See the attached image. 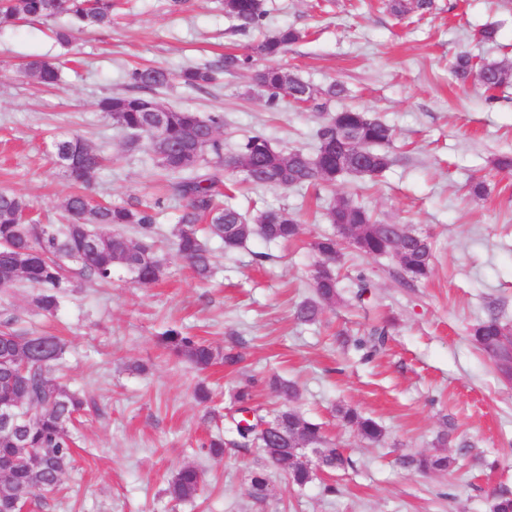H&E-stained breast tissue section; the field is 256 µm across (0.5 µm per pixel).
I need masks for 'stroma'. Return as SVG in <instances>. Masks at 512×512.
Instances as JSON below:
<instances>
[{
	"label": "stroma",
	"instance_id": "stroma-1",
	"mask_svg": "<svg viewBox=\"0 0 512 512\" xmlns=\"http://www.w3.org/2000/svg\"><path fill=\"white\" fill-rule=\"evenodd\" d=\"M434 2L425 18L398 19L382 0H264L267 15L256 32L225 16L222 0H184L175 11L168 0H113L111 28L73 32L67 44L52 32L66 26L63 17L0 25V189L25 195L41 220H59L76 187L55 164L52 140L80 134L107 159L92 197L124 205L160 200L156 238L166 259L162 282L151 288L134 287L122 268L103 285L74 276L51 316L33 307L26 285L0 295V323L11 318L27 332L64 339L66 354L50 373L89 403L62 490L37 512H492L497 494H512V382L469 336L491 313L512 328V170L494 167L496 158L512 154V83L490 102L449 72L460 52L512 64V0ZM484 24L498 27L497 44L473 39ZM283 28L304 37L277 65L318 87L343 83L345 95L326 111L363 110L389 125L392 164L380 177L348 176L317 195L261 186L237 194L233 205L251 215L294 212L302 234L292 244L256 234L231 253L211 241L215 275L201 281L168 247L182 201L164 190L145 147H128L96 103L128 93L134 66L177 75L228 52L251 53L261 34ZM34 60L58 65V86L23 77ZM158 96L203 116L223 113L225 158L236 157L255 132L282 152L316 149L323 113L288 100L268 108L252 71L223 72L201 89L176 79ZM476 178L488 181L487 198L469 195ZM342 195L383 221L429 235L432 274L407 285L391 257L345 250L335 305L317 322H297L295 308L314 295L317 257L309 242L333 232L326 210ZM360 274L371 283L361 300ZM379 325L388 327V341L362 360L354 341ZM172 327L216 349L235 348L243 360L198 372L161 345L160 334ZM339 330L348 332L349 344L333 343ZM274 377L296 383L292 408L323 423L352 468L320 472L297 488L285 471L266 466L258 448L236 446L233 393L254 381L256 403L275 408ZM200 383L220 418H209L196 401ZM340 406L378 421L384 445L341 427ZM219 432L224 453L216 458L204 444ZM421 456H448L453 464L422 473L404 463ZM185 465L202 470L205 482L198 497L177 504L165 488ZM262 467L271 493L258 501L250 474ZM327 483L336 494L324 493Z\"/></svg>",
	"mask_w": 512,
	"mask_h": 512
}]
</instances>
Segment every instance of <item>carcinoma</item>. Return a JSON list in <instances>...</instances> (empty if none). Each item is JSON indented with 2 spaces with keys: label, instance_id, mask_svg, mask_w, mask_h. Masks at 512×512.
<instances>
[{
  "label": "carcinoma",
  "instance_id": "obj_1",
  "mask_svg": "<svg viewBox=\"0 0 512 512\" xmlns=\"http://www.w3.org/2000/svg\"><path fill=\"white\" fill-rule=\"evenodd\" d=\"M386 8L397 17L414 14L423 17L433 8V0H384ZM224 14L247 30L258 28L266 16L264 0H224ZM60 15L71 19L77 29L112 27V0H0V25L17 20L52 21ZM301 33L284 28L264 36L253 53L268 59L281 55L297 42ZM252 56L227 53L218 65L185 69L179 79L188 86L202 87L216 81L226 70H248ZM455 79L471 82L484 91L496 90L512 81V68L497 62H478L464 52L451 64ZM25 76L42 86L58 80V67L46 60H35L25 68ZM137 94L109 96L97 107L112 124L135 138L147 140L154 165L161 171L173 195L186 201L173 231V245L196 277L212 276V255L204 236L219 240L224 251L233 252L257 233L269 243H290L302 234L296 216L286 208H269L249 218L237 207L224 201L223 139L224 114L205 117L196 112L166 106L157 97L167 87L172 74L160 67H141L129 74ZM254 81L267 93V104L275 108L284 98L298 105L316 104L323 109L341 97L345 88L338 82L327 88H315L277 66H267L253 74ZM316 153L301 150L286 154L270 146L260 132L247 136L240 144L237 159L252 169L244 181L252 186L280 188L306 187L318 190L333 187L354 174L375 179L390 165L385 147L392 140L391 128L366 112L346 109L328 115L315 133ZM218 158V164L205 167V156ZM53 157L67 178L86 188L97 179L101 157L82 137L73 134L53 142ZM159 201L127 207L99 204L83 192L66 198L61 224H37L29 218L30 205L14 191H0V292L6 293L18 283L36 289L32 304L53 314L71 287L69 271L88 280L109 283L113 271L123 268L133 275L140 287L158 283L163 274L162 259L155 250L153 224ZM327 219L333 234H317L310 241L319 261L312 277L315 298L302 302L295 311L301 322H314L324 308L336 303L337 264L343 250L352 248L366 255L398 253L400 277L414 283L427 279L433 266V248L429 236L402 224L380 220L369 208L340 197L328 209ZM134 228L136 240L120 230ZM386 327H374L369 336L359 338L355 346L369 357L388 338ZM475 344L485 353L501 348V338L512 336V329L490 314L476 322L471 330ZM162 342L178 356L199 370L217 362L232 367L242 360L232 348L222 352L204 341L185 336L177 329L167 330ZM66 343L58 336H33L6 327L0 330V405L21 409L17 432H0V512H11V492L24 489L30 494L29 505H38L45 496L58 490L62 476L74 457L70 427L81 417L87 401L65 383L48 376L49 368L63 358ZM277 395L289 402L298 396L292 382L273 379ZM237 412L254 414V420L236 421L239 444L260 448L272 464L284 469L292 484L303 487L316 475L313 461L304 458V448L321 449V465L326 469H344L352 464L342 448H325L321 424L308 420L289 406L270 414L254 404L252 385L234 394ZM343 423L369 443L385 441L383 428L354 408H340ZM406 463L420 470H446L452 461L447 456L408 459ZM203 472L197 467H181L169 480L167 493L176 502L198 496ZM268 476L262 470L252 473V496L267 497Z\"/></svg>",
  "mask_w": 512,
  "mask_h": 512
}]
</instances>
